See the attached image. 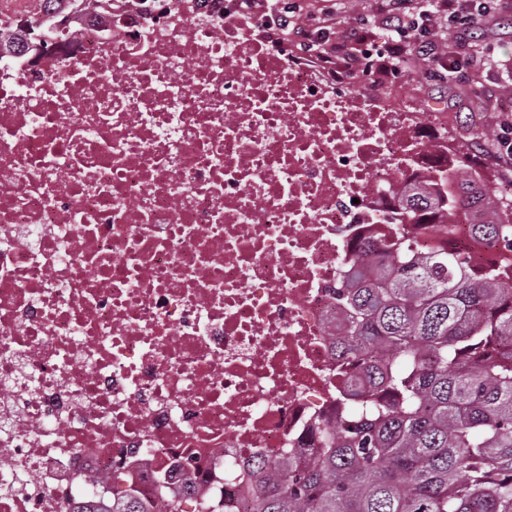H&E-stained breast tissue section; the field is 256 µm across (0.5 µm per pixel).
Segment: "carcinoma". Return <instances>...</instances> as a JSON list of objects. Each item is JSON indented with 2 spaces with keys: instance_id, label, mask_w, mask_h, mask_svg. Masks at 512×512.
Returning a JSON list of instances; mask_svg holds the SVG:
<instances>
[{
  "instance_id": "1",
  "label": "carcinoma",
  "mask_w": 512,
  "mask_h": 512,
  "mask_svg": "<svg viewBox=\"0 0 512 512\" xmlns=\"http://www.w3.org/2000/svg\"><path fill=\"white\" fill-rule=\"evenodd\" d=\"M413 235L383 238L336 283L353 372L342 418L299 465L270 476L249 512H512V244L475 263L432 225L470 213L475 237H512V200L471 172L399 190ZM76 512H150L138 490Z\"/></svg>"
}]
</instances>
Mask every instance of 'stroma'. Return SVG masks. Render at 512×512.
Instances as JSON below:
<instances>
[{"instance_id": "35a3bbf8", "label": "stroma", "mask_w": 512, "mask_h": 512, "mask_svg": "<svg viewBox=\"0 0 512 512\" xmlns=\"http://www.w3.org/2000/svg\"><path fill=\"white\" fill-rule=\"evenodd\" d=\"M295 22L308 25L322 19L340 31L353 18L373 15L375 0H295ZM478 43L477 62L458 77H437L421 56H411L389 85L393 99L424 112H444L456 133L461 153L474 168H486L496 178L512 177V164L499 158L493 142L474 138V130L498 127L502 111H512V0H500L479 27L465 33Z\"/></svg>"}]
</instances>
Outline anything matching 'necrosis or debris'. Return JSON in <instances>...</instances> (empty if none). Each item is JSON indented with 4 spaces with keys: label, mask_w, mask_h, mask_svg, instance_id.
Wrapping results in <instances>:
<instances>
[{
    "label": "necrosis or debris",
    "mask_w": 512,
    "mask_h": 512,
    "mask_svg": "<svg viewBox=\"0 0 512 512\" xmlns=\"http://www.w3.org/2000/svg\"><path fill=\"white\" fill-rule=\"evenodd\" d=\"M97 2L37 59L11 48L28 0H0V512L116 483L242 512L253 460L335 418L337 281L405 177L462 157L447 113L218 25L236 0H124L105 26Z\"/></svg>",
    "instance_id": "1"
}]
</instances>
